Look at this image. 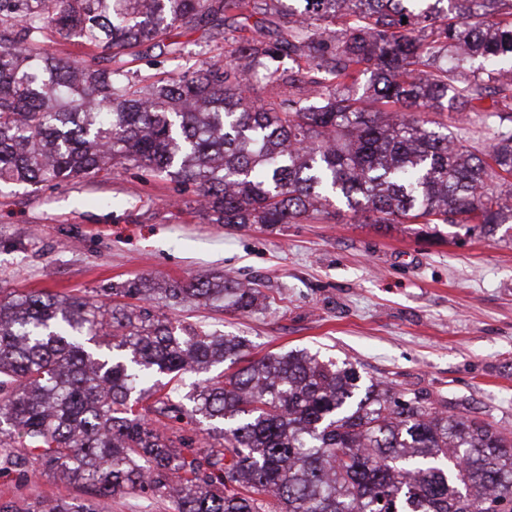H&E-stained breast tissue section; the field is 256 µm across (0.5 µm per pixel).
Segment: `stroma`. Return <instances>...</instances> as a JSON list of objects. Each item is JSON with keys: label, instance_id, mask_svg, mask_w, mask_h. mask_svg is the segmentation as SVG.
Returning a JSON list of instances; mask_svg holds the SVG:
<instances>
[{"label": "stroma", "instance_id": "35a3bbf8", "mask_svg": "<svg viewBox=\"0 0 512 512\" xmlns=\"http://www.w3.org/2000/svg\"><path fill=\"white\" fill-rule=\"evenodd\" d=\"M230 30L173 29L176 58L136 62L140 74L194 70L223 53ZM190 193L120 168L62 187H0V298L48 289L103 297L132 281L221 275L269 296L262 313L194 301L173 322L248 339L250 355L306 350L479 412L512 430V229L465 235L447 224L331 220L215 224L186 208ZM47 475L0 470V501L85 497Z\"/></svg>", "mask_w": 512, "mask_h": 512}]
</instances>
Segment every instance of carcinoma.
<instances>
[{
	"label": "carcinoma",
	"instance_id": "obj_1",
	"mask_svg": "<svg viewBox=\"0 0 512 512\" xmlns=\"http://www.w3.org/2000/svg\"><path fill=\"white\" fill-rule=\"evenodd\" d=\"M419 2L0 0V184L133 166L193 188L217 224L334 219L335 198L368 224L491 235L512 223V0ZM227 21L224 64L130 76L147 50L184 51L173 25ZM56 35L95 63L55 56ZM473 59L484 69L468 75ZM252 73L279 92L253 95ZM448 111L453 131L430 118ZM156 295L260 306L259 289L208 275L106 302L0 301V465L92 491L0 512H101L135 492L174 512H512L511 431L345 361H248L245 338L175 325ZM186 374L200 381L185 395L159 384Z\"/></svg>",
	"mask_w": 512,
	"mask_h": 512
}]
</instances>
